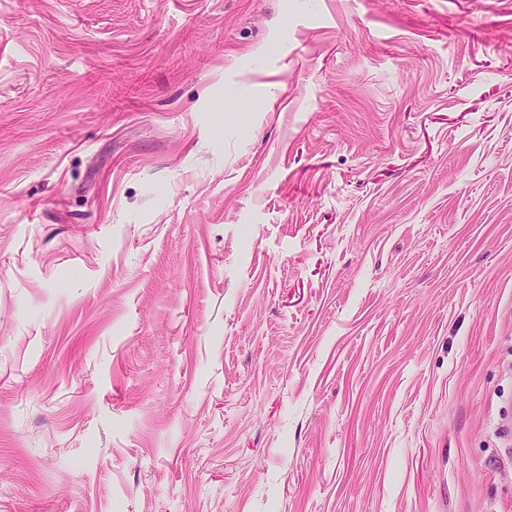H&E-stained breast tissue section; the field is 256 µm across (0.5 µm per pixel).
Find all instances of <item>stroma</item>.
<instances>
[{"instance_id":"35a3bbf8","label":"stroma","mask_w":512,"mask_h":512,"mask_svg":"<svg viewBox=\"0 0 512 512\" xmlns=\"http://www.w3.org/2000/svg\"><path fill=\"white\" fill-rule=\"evenodd\" d=\"M0 512H512V0H0Z\"/></svg>"}]
</instances>
